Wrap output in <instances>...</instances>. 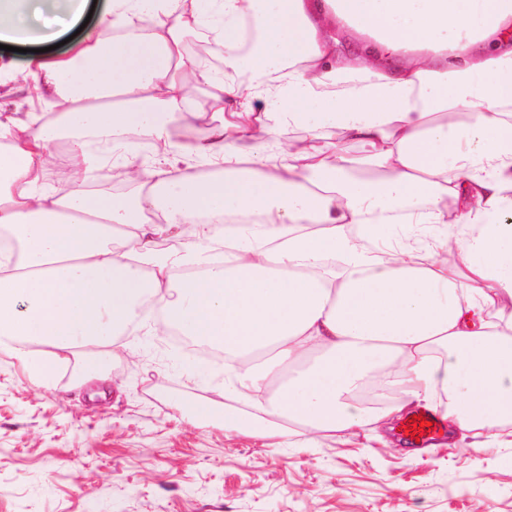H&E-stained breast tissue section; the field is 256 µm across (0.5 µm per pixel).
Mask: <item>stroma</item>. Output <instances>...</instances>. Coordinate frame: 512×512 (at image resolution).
Masks as SVG:
<instances>
[{
  "label": "stroma",
  "instance_id": "stroma-1",
  "mask_svg": "<svg viewBox=\"0 0 512 512\" xmlns=\"http://www.w3.org/2000/svg\"><path fill=\"white\" fill-rule=\"evenodd\" d=\"M25 60L0 84V113L52 118ZM152 325L121 337L104 400L75 383L78 361L38 380L0 353V512H512V439L475 452L443 427L415 448L397 421L385 445L359 430L317 448L228 433L223 369L198 374Z\"/></svg>",
  "mask_w": 512,
  "mask_h": 512
}]
</instances>
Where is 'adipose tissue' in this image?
Returning a JSON list of instances; mask_svg holds the SVG:
<instances>
[{
	"instance_id": "obj_1",
	"label": "adipose tissue",
	"mask_w": 512,
	"mask_h": 512,
	"mask_svg": "<svg viewBox=\"0 0 512 512\" xmlns=\"http://www.w3.org/2000/svg\"><path fill=\"white\" fill-rule=\"evenodd\" d=\"M87 8L0 0V44L51 42ZM198 29L224 58L202 75L222 118L177 145ZM27 67L66 108L0 118V352L39 378L76 357L106 382L107 346L151 295L223 349L224 394L247 406L227 432L314 448L422 408L480 452L512 426V0H106L69 55ZM287 127L339 129L369 176L333 145L268 151ZM114 163L132 191H89ZM56 144L57 143L52 146L54 159L52 165L47 171V176L51 180L48 181V183L51 184L58 192H61L64 189L68 190L71 183L68 167L69 148L68 145L66 148H62V144H66L64 142ZM53 169H59L58 173L52 174L51 172Z\"/></svg>"
}]
</instances>
